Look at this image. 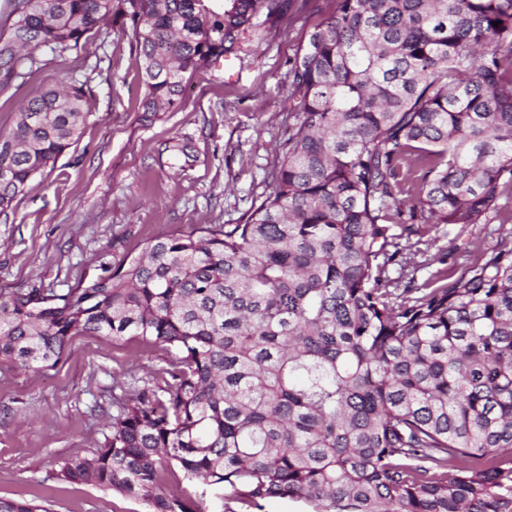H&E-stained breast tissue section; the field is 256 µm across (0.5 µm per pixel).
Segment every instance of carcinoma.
I'll use <instances>...</instances> for the list:
<instances>
[{
	"instance_id": "obj_1",
	"label": "carcinoma",
	"mask_w": 512,
	"mask_h": 512,
	"mask_svg": "<svg viewBox=\"0 0 512 512\" xmlns=\"http://www.w3.org/2000/svg\"><path fill=\"white\" fill-rule=\"evenodd\" d=\"M307 2L9 0L0 90L87 52L110 17L149 119ZM288 86L270 191L239 223L100 255L62 294L0 293V366L55 368L77 336L162 347L112 389L98 448L58 464L152 512H204L208 494L247 512H512V247L451 282L406 274L426 224H512V0H336ZM92 94L88 76L38 87L0 129V214L77 145Z\"/></svg>"
}]
</instances>
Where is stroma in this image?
<instances>
[{
	"label": "stroma",
	"instance_id": "obj_1",
	"mask_svg": "<svg viewBox=\"0 0 512 512\" xmlns=\"http://www.w3.org/2000/svg\"><path fill=\"white\" fill-rule=\"evenodd\" d=\"M335 9L336 0H310L299 18L246 33L223 72L195 74L183 105L147 122L138 66L120 30L95 40L88 58L51 60L33 85L91 74L92 114L79 143L0 214V292L63 293L96 274L100 254L117 264L157 235L238 223L267 191L274 149L288 135L295 50ZM99 59L110 69L91 72ZM175 140L186 143V156L165 152ZM428 236L431 249L410 266L420 282L443 269L457 278L512 245V224H441ZM164 356L135 340L79 336L56 368L0 370V498L37 497L53 512H150L139 499L60 479L56 463L102 441L112 415L102 393L113 380L145 376Z\"/></svg>",
	"mask_w": 512,
	"mask_h": 512
}]
</instances>
